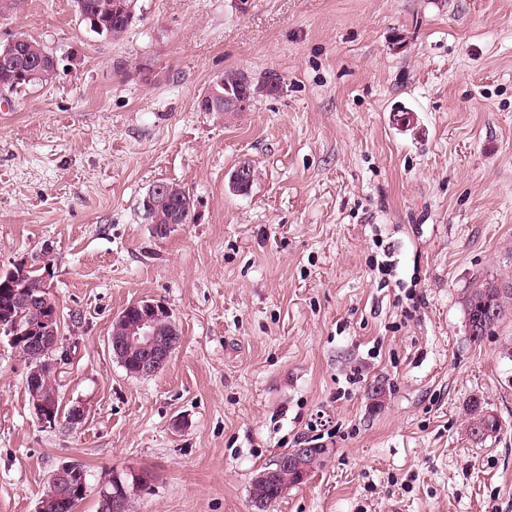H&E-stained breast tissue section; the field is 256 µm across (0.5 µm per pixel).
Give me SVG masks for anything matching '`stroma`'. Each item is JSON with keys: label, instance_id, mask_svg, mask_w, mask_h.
<instances>
[{"label": "stroma", "instance_id": "35a3bbf8", "mask_svg": "<svg viewBox=\"0 0 512 512\" xmlns=\"http://www.w3.org/2000/svg\"><path fill=\"white\" fill-rule=\"evenodd\" d=\"M139 4L117 41L72 0L0 15V41L58 65L0 94V270L50 256L63 401L86 410L41 423L0 334V512H37L67 461L88 474L76 512L130 471L150 482L129 512H257L256 472L315 438L329 456L268 512H512V310L477 342L463 310L512 281V0ZM228 68L280 89L197 111ZM161 181L190 223H147ZM142 299L181 343L135 378L108 341ZM472 399L489 437L466 430Z\"/></svg>", "mask_w": 512, "mask_h": 512}]
</instances>
